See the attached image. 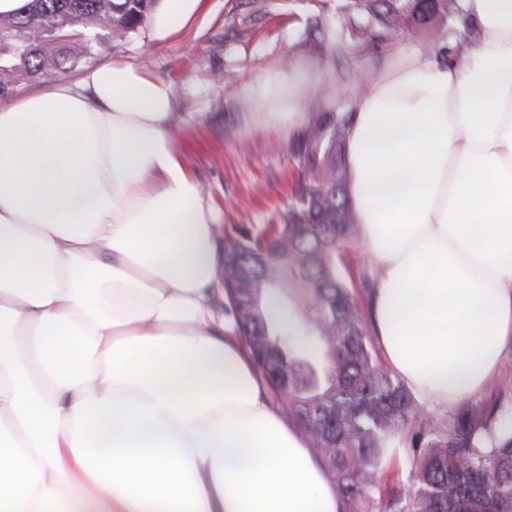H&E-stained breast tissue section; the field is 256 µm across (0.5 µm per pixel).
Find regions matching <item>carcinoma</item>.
Masks as SVG:
<instances>
[{"mask_svg":"<svg viewBox=\"0 0 512 512\" xmlns=\"http://www.w3.org/2000/svg\"><path fill=\"white\" fill-rule=\"evenodd\" d=\"M157 0H26L0 15V96L26 83L55 79L91 62L98 46L135 33ZM362 17L336 25L312 17L300 46L322 39L348 46L336 56L333 88L374 78L359 58L391 46L405 31L431 25L424 45L443 58L448 40L471 43L460 0H352ZM321 112L294 148L301 177L279 224L256 236L224 237L222 282L237 331L284 415L307 439L332 478L345 512H512V409L499 399L471 402L435 422L423 404L379 363L371 329L337 259L359 240L345 164L353 101ZM490 438L491 447L482 445ZM412 453L405 484L383 482L386 444Z\"/></svg>","mask_w":512,"mask_h":512,"instance_id":"carcinoma-1","label":"carcinoma"}]
</instances>
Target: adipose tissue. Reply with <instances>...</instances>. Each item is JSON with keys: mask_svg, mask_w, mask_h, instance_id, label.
Masks as SVG:
<instances>
[{"mask_svg": "<svg viewBox=\"0 0 512 512\" xmlns=\"http://www.w3.org/2000/svg\"><path fill=\"white\" fill-rule=\"evenodd\" d=\"M201 5L161 0L153 38ZM461 5L476 42L401 45L346 142L373 333L439 408L512 354V0ZM331 80L295 63L251 96L286 136ZM173 105L120 60L0 103V512H344L214 307L220 226Z\"/></svg>", "mask_w": 512, "mask_h": 512, "instance_id": "adipose-tissue-1", "label": "adipose tissue"}]
</instances>
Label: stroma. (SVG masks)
Wrapping results in <instances>:
<instances>
[{
    "label": "stroma",
    "instance_id": "stroma-1",
    "mask_svg": "<svg viewBox=\"0 0 512 512\" xmlns=\"http://www.w3.org/2000/svg\"><path fill=\"white\" fill-rule=\"evenodd\" d=\"M348 0H204L200 14L171 40L153 39L142 25L129 39L104 45L97 64L115 59L145 67L175 85L174 133L187 169L203 186L225 231L260 233L279 223L299 171L291 143L266 129L240 102L267 72L302 59L330 68L332 45L300 55L308 18L335 24ZM237 140L224 137L225 123Z\"/></svg>",
    "mask_w": 512,
    "mask_h": 512
}]
</instances>
